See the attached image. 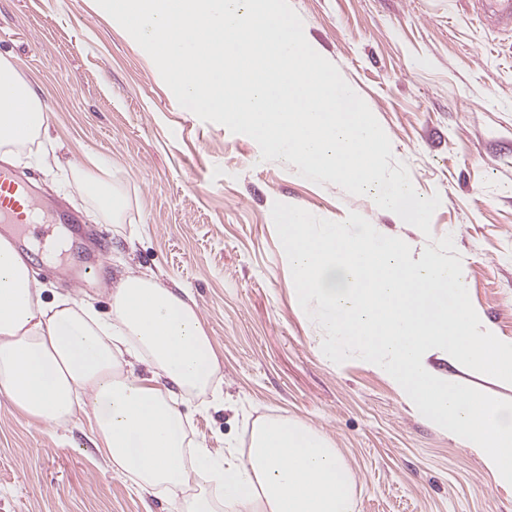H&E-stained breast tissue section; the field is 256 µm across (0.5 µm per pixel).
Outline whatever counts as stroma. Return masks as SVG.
<instances>
[{
  "mask_svg": "<svg viewBox=\"0 0 512 512\" xmlns=\"http://www.w3.org/2000/svg\"><path fill=\"white\" fill-rule=\"evenodd\" d=\"M309 41L337 66L407 165L418 194H439L431 236L370 196L313 183L281 160L258 162L249 136L181 107L146 52L95 0H0V56L49 114L59 164L12 160L36 185L43 226L67 215L107 252L75 242L59 263L29 251L56 293L102 311L119 273L154 272L190 289L218 360L220 399L184 396L189 436L212 458L247 447L255 420L282 416L323 434L350 470L356 512H512L480 455L414 413L367 362L327 360L300 307L271 208L282 202L332 221L356 212L417 248L452 236L472 305L512 339V27L485 21L476 0H289ZM97 157L127 200L94 221L70 166ZM93 266L77 288L60 264ZM108 471L84 410L37 425L0 395V512H177Z\"/></svg>",
  "mask_w": 512,
  "mask_h": 512,
  "instance_id": "35a3bbf8",
  "label": "stroma"
}]
</instances>
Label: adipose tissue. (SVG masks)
I'll return each instance as SVG.
<instances>
[{
	"label": "adipose tissue",
	"mask_w": 512,
	"mask_h": 512,
	"mask_svg": "<svg viewBox=\"0 0 512 512\" xmlns=\"http://www.w3.org/2000/svg\"><path fill=\"white\" fill-rule=\"evenodd\" d=\"M47 126L41 102L0 57V150L22 153ZM75 184L104 216L124 211L101 160L81 166ZM217 371L189 290L130 273L112 288L108 312L63 295L47 302L25 258L0 237V395L24 417L57 427L85 407L111 470L141 490L183 494L182 512H355L336 448L298 422H253L248 448H228L220 461L192 448L178 397L212 389ZM200 469L209 484L194 492Z\"/></svg>",
	"instance_id": "ef3b65f1"
}]
</instances>
